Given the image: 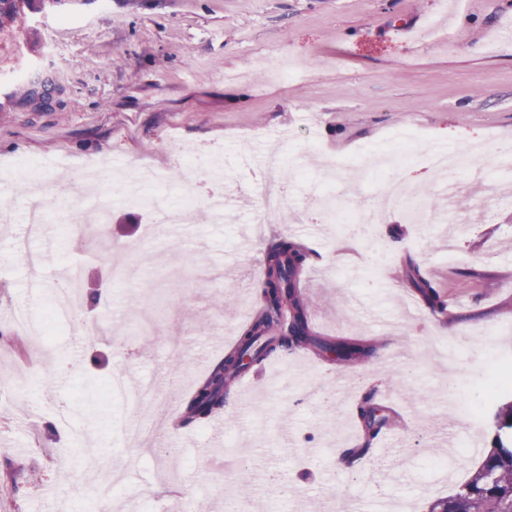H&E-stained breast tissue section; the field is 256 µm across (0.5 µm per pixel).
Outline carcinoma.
<instances>
[{"label": "carcinoma", "instance_id": "obj_1", "mask_svg": "<svg viewBox=\"0 0 512 512\" xmlns=\"http://www.w3.org/2000/svg\"><path fill=\"white\" fill-rule=\"evenodd\" d=\"M43 93L38 95L28 89V98L42 108L52 106L53 83L43 82ZM309 252L296 239L286 238L268 248L262 260L263 286L272 288L280 304L297 326L294 336L281 335V314L262 304L242 327L236 346L199 380L181 415L180 426L187 427L207 421L222 412L230 392L232 378L243 372L234 364V358L250 352L253 362H261L295 345L310 348L320 354L325 349H336V362L347 364L358 357L369 356L375 350L370 342L352 339H330L319 335L311 325L309 307L299 292L302 275L307 268ZM411 286L420 294L428 308L435 314L447 309L443 295L433 288L411 263L406 269ZM496 438L494 447L487 453L480 469L458 490L446 499L433 502L429 512H512V400L503 404L495 415ZM364 442L358 448L347 450V462L365 456L371 451L377 434H369L363 426Z\"/></svg>", "mask_w": 512, "mask_h": 512}]
</instances>
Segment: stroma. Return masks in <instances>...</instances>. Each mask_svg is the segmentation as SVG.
Masks as SVG:
<instances>
[{"label": "stroma", "mask_w": 512, "mask_h": 512, "mask_svg": "<svg viewBox=\"0 0 512 512\" xmlns=\"http://www.w3.org/2000/svg\"><path fill=\"white\" fill-rule=\"evenodd\" d=\"M509 29L512 0H38L1 25L0 184L13 183L12 162L37 158L39 178L71 195L108 160L130 191H158L179 207L181 153L205 168L218 151L237 202L216 223L195 201L188 223L149 239L156 217L119 200L104 229L108 259L75 242L77 225L51 224L34 244L45 258L40 301L8 248L18 226L0 223V325L16 308L44 315L77 260L100 292L93 308L79 298L78 311L119 325L90 337L78 358L67 325L0 340V512H109L102 488L131 453L126 512H164L175 497L201 512H295L301 501L326 512L353 503L381 512L389 502L419 512L469 480L495 436L486 382L512 364V172L486 168L479 195L469 169H457L448 198L424 154L437 142L481 149L488 161L512 141ZM290 70L296 79H285ZM37 74L60 90L53 107L26 96ZM412 132L394 168L423 200V221L388 210L359 236L333 222L324 185L340 188L334 208L378 204L383 163L347 162ZM272 151L292 197L262 226L253 174ZM447 213L453 222H438ZM286 236L310 251L300 291L315 330L373 342L374 354L339 365L285 352L245 370L261 385H233L221 414L180 426L196 381L262 301L264 252ZM131 261L144 272L136 284L107 280L109 264ZM411 263L444 293L449 318L409 286ZM117 368L155 385L140 413L150 447L106 422L105 384ZM358 381L386 391L385 429L404 444L402 467L373 477L343 460L364 434ZM439 422L454 431L450 447L434 445ZM215 427L224 430L217 448Z\"/></svg>", "instance_id": "stroma-1"}]
</instances>
